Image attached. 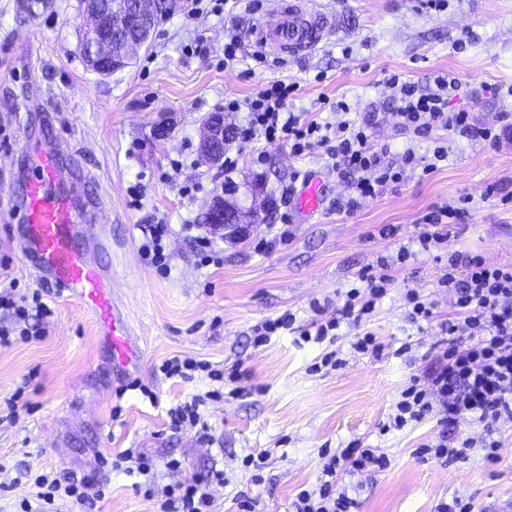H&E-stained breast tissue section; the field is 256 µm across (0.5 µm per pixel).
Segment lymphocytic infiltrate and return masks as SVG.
Wrapping results in <instances>:
<instances>
[{"instance_id":"f902f5d3","label":"lymphocytic infiltrate","mask_w":512,"mask_h":512,"mask_svg":"<svg viewBox=\"0 0 512 512\" xmlns=\"http://www.w3.org/2000/svg\"><path fill=\"white\" fill-rule=\"evenodd\" d=\"M384 83L391 92L392 111L360 122L346 116L338 122L304 119L288 103L293 86L280 80L246 101L225 102L224 109L244 114L238 130L240 144L249 145L261 137L270 145H288L297 157L314 147L323 148L338 177L350 181L349 193L335 202L337 211L348 214L379 189L418 170L431 173L446 161L447 147L433 143L436 132L446 131L490 148L498 146L500 128L477 124L468 109L449 107V95L459 88L454 74H438L427 88L395 73ZM382 119L407 137L406 147L392 160L386 146L376 143L372 135ZM423 142L433 143L431 154H418L416 146ZM391 285L388 275L364 273L358 285L346 291L336 313H326L323 306L313 304L315 317L303 325L294 313H284L256 324L255 342L262 345L280 332L291 331L306 343H331L321 364L340 367L345 360L334 343L341 327H358L369 320ZM437 286L448 293L457 311L456 319L445 327L453 342L443 351L444 363L438 371L425 378L410 377L380 432L386 435L433 418L442 431L433 442L418 448L419 456L451 463L479 450L485 459L493 460L500 447L494 437L495 425L500 419L512 418V265L490 264L477 254L462 257L454 253L441 268ZM461 420L482 424V433L448 437L447 427ZM320 459L317 484L299 491L293 512H353L357 501L349 494L348 479L383 472L391 464L386 453L359 439L334 450L322 449ZM33 485L35 498L22 501L21 512H58L60 502L82 505L92 499L93 484L85 478L64 483L41 474ZM210 507L208 483L189 480L168 487L160 512H211Z\"/></svg>"}]
</instances>
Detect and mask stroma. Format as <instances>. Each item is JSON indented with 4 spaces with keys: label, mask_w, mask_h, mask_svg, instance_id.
<instances>
[{
    "label": "stroma",
    "mask_w": 512,
    "mask_h": 512,
    "mask_svg": "<svg viewBox=\"0 0 512 512\" xmlns=\"http://www.w3.org/2000/svg\"><path fill=\"white\" fill-rule=\"evenodd\" d=\"M425 0H314L334 24L314 51L292 58L267 54L247 33L258 16L241 0H224L222 14L176 11L163 20L125 69L92 70L80 40L88 22L78 0H49L28 14L20 0H0V286L39 293L52 310L46 334L0 346V512H16L32 497L27 473L61 479L89 478L106 489L104 500L61 512H157L136 486L156 491L223 472L212 485L214 512H239L237 498H259L263 512H291L297 492L315 484L320 451L360 438L390 460L383 472L363 478L356 512H440L463 496L479 512H512V420H500L497 461L475 453L452 463L423 460L421 444L440 432L435 420L380 435L379 428L411 375L440 368L441 326L455 318L436 287L440 260L449 253L481 255L512 264V130L498 149L449 138L448 159L427 175L406 176L382 188L354 213L334 202L349 191L328 167L321 149L295 157L287 146L230 142L232 174L207 164L199 153L200 127L228 100L243 101L275 80L297 83L295 111L316 118L322 102L345 100L353 119L391 108L383 78L399 72L420 86L434 74L453 72L460 87L450 104L474 112L482 123L512 113V0H446L443 10ZM241 39L239 63L224 65L227 32ZM474 38L464 50V32ZM51 145L71 163L89 169L111 212L109 248L97 261L112 271V291L124 314L137 360L112 363L93 316L68 294L29 269L19 248L24 191L20 162L31 145ZM263 175L279 193L271 222L250 225L232 239L201 222L225 178L245 184ZM322 178L324 206L310 220L293 210L280 190L299 175ZM467 199L465 215L447 244L399 263L400 246L425 231L423 217L444 203ZM289 224L286 245L259 253L254 243ZM164 225L168 270L154 266L139 247ZM209 236L219 262L204 264L197 235ZM384 259L389 294L365 328L382 349L352 352L355 329L336 342L346 360L338 369L312 371L323 346L300 344L292 334L255 345L252 329L283 312L312 317V302L335 313L346 289L365 269ZM416 288L433 302L423 329L403 320L404 296ZM411 353L398 355L403 344ZM191 356L219 369L239 367L236 394L208 399L201 412L210 438L168 426V410L216 384L183 381L160 372L163 360ZM139 380L156 394L149 401L127 384ZM128 448L151 456L143 476L109 467ZM266 453L262 483L251 480L245 456ZM181 468L169 470V459Z\"/></svg>",
    "instance_id": "35a3bbf8"
}]
</instances>
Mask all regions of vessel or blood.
I'll return each instance as SVG.
<instances>
[{
	"instance_id": "vessel-or-blood-1",
	"label": "vessel or blood",
	"mask_w": 512,
	"mask_h": 512,
	"mask_svg": "<svg viewBox=\"0 0 512 512\" xmlns=\"http://www.w3.org/2000/svg\"><path fill=\"white\" fill-rule=\"evenodd\" d=\"M330 28L328 17L309 9L305 0H279L277 7L255 24L253 34L261 48L286 57L313 51ZM30 163L22 203L23 250L41 277L73 295L94 315L113 356L127 364L135 355L127 340V320L112 297L111 274L95 262L91 252L100 238L103 204L96 197L76 202L62 189L65 174L55 153L36 150ZM320 202L321 181L308 178L297 199L299 213L311 217Z\"/></svg>"
}]
</instances>
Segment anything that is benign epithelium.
I'll use <instances>...</instances> for the list:
<instances>
[{"label":"benign epithelium","mask_w":512,"mask_h":512,"mask_svg":"<svg viewBox=\"0 0 512 512\" xmlns=\"http://www.w3.org/2000/svg\"><path fill=\"white\" fill-rule=\"evenodd\" d=\"M84 15L89 20L82 50L88 64L98 73L109 74L124 67L126 57L112 53V40L128 31H154L155 4L139 0L127 10L112 9V0H84ZM224 140V124L208 119L204 123L201 142L210 147Z\"/></svg>","instance_id":"7a95c632"}]
</instances>
